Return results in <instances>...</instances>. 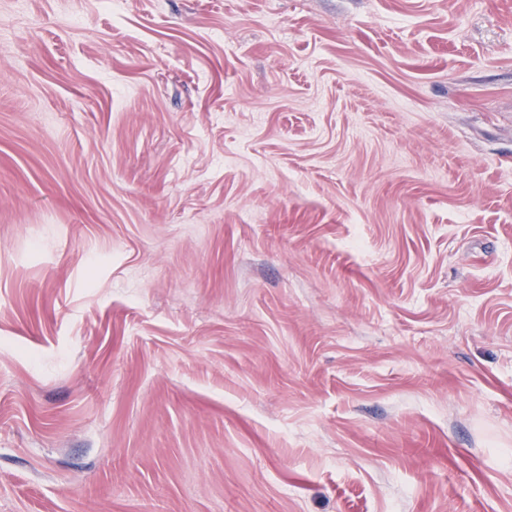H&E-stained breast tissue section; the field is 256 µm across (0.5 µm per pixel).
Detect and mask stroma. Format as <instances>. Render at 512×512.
<instances>
[{
	"mask_svg": "<svg viewBox=\"0 0 512 512\" xmlns=\"http://www.w3.org/2000/svg\"><path fill=\"white\" fill-rule=\"evenodd\" d=\"M0 512H512V0H0Z\"/></svg>",
	"mask_w": 512,
	"mask_h": 512,
	"instance_id": "obj_1",
	"label": "stroma"
}]
</instances>
